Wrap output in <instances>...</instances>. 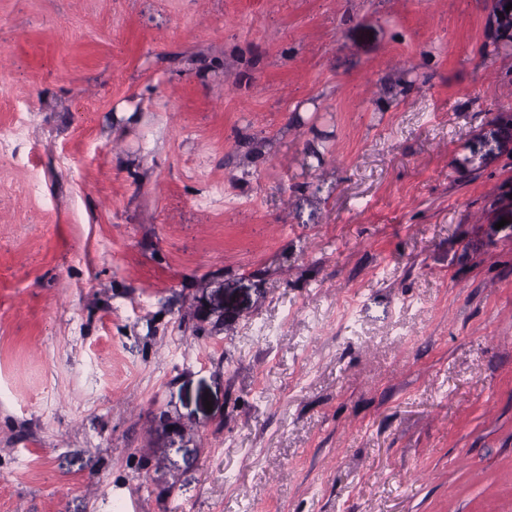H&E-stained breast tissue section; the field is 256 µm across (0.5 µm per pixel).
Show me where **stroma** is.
Masks as SVG:
<instances>
[{
  "label": "stroma",
  "mask_w": 512,
  "mask_h": 512,
  "mask_svg": "<svg viewBox=\"0 0 512 512\" xmlns=\"http://www.w3.org/2000/svg\"><path fill=\"white\" fill-rule=\"evenodd\" d=\"M0 512H512V0H0Z\"/></svg>",
  "instance_id": "stroma-1"
}]
</instances>
